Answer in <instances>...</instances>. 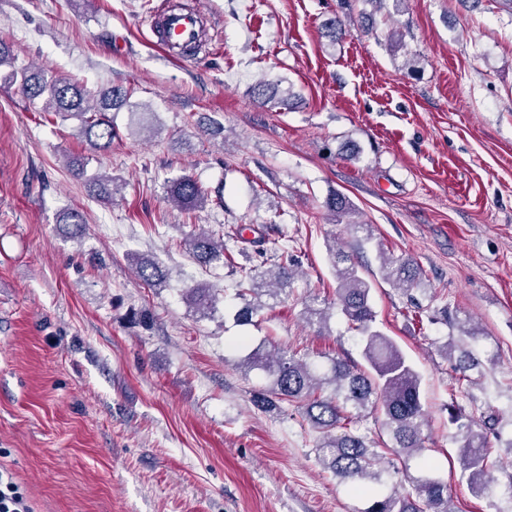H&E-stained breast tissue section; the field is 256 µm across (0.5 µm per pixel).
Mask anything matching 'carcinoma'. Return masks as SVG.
<instances>
[{
	"label": "carcinoma",
	"instance_id": "obj_1",
	"mask_svg": "<svg viewBox=\"0 0 512 512\" xmlns=\"http://www.w3.org/2000/svg\"><path fill=\"white\" fill-rule=\"evenodd\" d=\"M6 80L17 86L27 99H44L48 113L79 121V135L96 151L112 148L115 136L109 111L127 105V93L110 89L98 94L79 81H49L38 70L12 69ZM253 97L272 101L278 86L256 83L250 90ZM208 195L189 176H183L169 186L167 201L185 210L202 208ZM327 208L358 233L368 225L354 220L357 209L340 193L326 201ZM60 223L67 227L69 237L80 239L86 234L84 215L77 209L62 212ZM186 246L195 260L204 266L221 261L232 263L231 253L224 245V236L199 232L190 235ZM268 249L254 250L257 264L239 268L236 296L244 301L236 312L237 322L246 325L259 311L288 294L297 261L285 259L274 269H266ZM138 277L149 287L157 288L169 278L168 270L153 259L133 258ZM336 278V306L359 334L365 364L349 363L340 357L320 363L307 354L285 348H267L262 342L238 361L249 373L260 370L265 387L253 392L255 406L262 410L282 409L284 403H296L304 418L320 434L318 461L332 472L340 483L358 490L363 507L357 512H458L448 499V486L430 474L415 477L408 472V461L420 456L426 439L428 419L421 402V378L406 361L395 342L376 326L371 305V285L359 273L350 255L341 249L332 250ZM382 277L411 296L423 281V272L411 257L380 252ZM182 300L197 313L206 316L214 304L212 288L207 285L187 287ZM304 317L310 324L327 325L330 307L310 298ZM480 362L466 354L456 363L459 384L472 385L471 371ZM372 416L391 441L388 446L394 460L403 466H384V456L358 433L355 425ZM461 432L459 462L467 482L478 496L506 495L512 499V471L504 470L491 459L486 437L463 421L455 418Z\"/></svg>",
	"mask_w": 512,
	"mask_h": 512
}]
</instances>
